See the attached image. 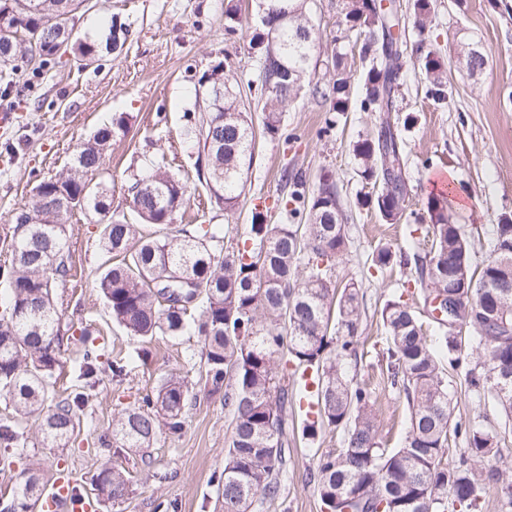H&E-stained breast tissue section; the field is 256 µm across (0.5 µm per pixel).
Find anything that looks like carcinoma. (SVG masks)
<instances>
[{
  "mask_svg": "<svg viewBox=\"0 0 512 512\" xmlns=\"http://www.w3.org/2000/svg\"><path fill=\"white\" fill-rule=\"evenodd\" d=\"M83 0H0V66L7 84L22 76H37L69 53L95 60L103 50L119 53L127 29L112 22L101 42L73 31L68 16ZM260 25L250 49L257 58L256 79L248 89L263 101V133L279 134L283 111L303 93L328 112L338 114L356 103L363 112H392L400 87L404 50L393 28L399 25V5L377 0H346L336 20V48L317 76L319 37L310 0H255ZM419 33H424L435 0H412ZM242 25L238 8L228 0L224 29ZM45 30L65 31L64 47L41 40ZM361 41L369 61L359 85L352 83L344 43ZM427 75V96L437 103L447 98V62L425 41L416 47ZM459 65L475 74L488 63L476 43L461 42ZM231 56L212 65L198 78L195 111L184 114V133L198 146L197 182L224 211L239 206L241 189L254 161L252 118L238 109L231 81ZM129 116L112 118L89 140L78 145L66 174L44 179L36 189L65 201L60 209L37 199L11 217L12 260L0 269L6 293L0 296V396L9 399L16 419L0 424V445L26 444L18 425L40 420L41 443L64 448L79 426L78 393L55 398L56 369L62 336L56 312L55 288L71 271L63 215L87 209L100 216L102 242L117 262L99 279L112 319L127 334L143 338L193 333L203 338L204 385L224 392V408L233 416L224 471L219 477L218 508L222 512H256L282 490L288 467V406L293 404L284 379L288 364L311 374L316 385V409L305 412L302 437L340 428L343 448L315 458L314 481L322 506L330 512H480L483 486L502 483L507 498L500 512H512V470L491 464L498 449L497 434L482 426L453 419L448 374L462 364L461 341L443 328L431 341L415 311L398 294L386 301L381 319L386 331L390 385L404 395L409 427L399 448H385L379 434L375 394L349 378L348 365L358 361L361 318L359 288L336 286V258L349 240L336 181L323 172L312 192L302 173L288 168L283 179L291 191L281 203L279 221L268 210H252L248 236L224 251V225L185 224L176 236L140 232V225L113 218L110 189L93 177L103 173L112 140L128 132ZM383 137L366 135L353 144L360 176L379 185L375 195L359 200L381 219L394 224L406 207L403 141L390 121L381 123ZM130 206L142 223H172L190 201L188 182L165 165L144 161L128 189ZM448 195L427 201L431 248L414 255L420 288L432 294H459L458 306L468 323L478 362L466 373L468 386L489 396L505 413H512V215L494 225L489 259L473 265V244L460 225L452 223ZM388 245L376 247L371 266L382 270L393 263ZM175 275L196 282V305L165 304L157 284ZM85 352L81 377L93 380L101 372L100 355L91 332L82 333ZM195 395L184 377L172 373L156 392L122 412L112 422L115 447L135 451L142 468L150 470V448L163 432L178 433L183 414ZM465 436L466 448L457 465L443 457L448 429ZM125 472L106 467L97 476L96 490L116 500L129 488ZM43 475L36 469L17 475L12 512H34L40 502Z\"/></svg>",
  "mask_w": 512,
  "mask_h": 512,
  "instance_id": "1",
  "label": "carcinoma"
}]
</instances>
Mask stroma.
<instances>
[{
	"mask_svg": "<svg viewBox=\"0 0 512 512\" xmlns=\"http://www.w3.org/2000/svg\"><path fill=\"white\" fill-rule=\"evenodd\" d=\"M397 36L406 46L405 66L391 115L351 108L338 115L335 130L322 134V108L298 96L283 114V138L257 135L255 158L248 173L241 203L234 213L219 209L209 192L196 180L197 149L183 136V114L192 110L195 85L212 64L231 56L235 86L247 92L256 62L249 46L258 23L251 0L239 6L249 20L233 35L224 31V0H84L69 23L78 33L106 35L101 18H119L129 30L120 55L102 54L92 65L64 56L46 69L29 87L6 86L0 79V98L10 99L20 115L10 140L0 139V265L9 263L11 241L6 233L11 215L31 203L35 186L44 178L65 173L75 147L94 131L111 123L113 115L131 118L125 136L113 142L104 164V178L112 194L114 216L135 221L128 187L149 155L189 180L190 202L185 210L162 226L172 235L185 224H224L225 245L245 233L254 205L277 212L289 191L281 179L283 168L303 170L308 185L323 172L332 173L340 202L348 215L346 231L351 241L336 263L338 283L355 282L360 288L361 321L358 335L364 356L349 372L355 381L377 394L376 413L386 447H399L408 419L406 401L387 381V359L382 355L385 333L380 311L397 288L416 310L430 335L438 329L424 307L415 282V265H394L383 271L370 269L367 257L381 244L410 253L430 248L426 213L433 193L431 177L451 174L456 191L454 221L472 239L488 241L502 215L512 214V0H437L426 32H418L409 0H400ZM441 51L448 64L451 95L434 103L426 95L424 70L416 60L419 37ZM474 42L490 56L482 72L468 75L457 62L458 42ZM397 126L405 145L407 210L397 224H388L371 208L360 206L364 195L374 194L373 184L358 175L353 143L375 132L383 118ZM72 275L60 285L58 315L64 336L55 389L66 396L84 392L80 411L81 432L64 448H45L37 422L28 421L23 453L0 447V512L10 505L17 474L30 464H40L46 483L73 477L84 495L94 493L103 464L126 469L132 482L117 500L99 499V512H215L218 481L224 469L232 417L222 395H211L200 379L202 339L196 335L127 336L113 322L96 286L101 272L112 264L101 240L96 214L73 211L65 217ZM92 332L105 358L129 356L121 380L111 373L98 376L94 387L80 379L84 347L81 330ZM149 351L148 361L135 359L136 351ZM176 370L193 386L197 399L183 415V430L162 434L152 447L155 465L143 472L130 451L114 452L112 420L155 389L160 377ZM448 393L456 416H482L484 428L497 433L499 467L512 466V416L493 400L478 401L463 373L448 376ZM343 446V432L323 430L315 439L295 440L282 493L260 512H321L320 500L310 480L315 455Z\"/></svg>",
	"mask_w": 512,
	"mask_h": 512,
	"instance_id": "stroma-1",
	"label": "stroma"
}]
</instances>
